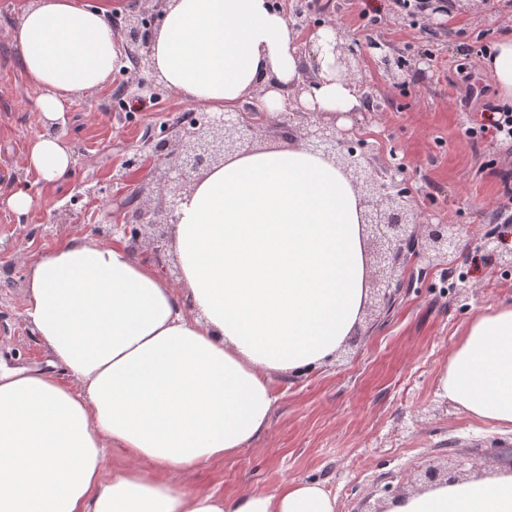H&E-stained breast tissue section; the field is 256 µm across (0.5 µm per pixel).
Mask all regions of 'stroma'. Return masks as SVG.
Listing matches in <instances>:
<instances>
[{"label":"stroma","instance_id":"stroma-1","mask_svg":"<svg viewBox=\"0 0 512 512\" xmlns=\"http://www.w3.org/2000/svg\"><path fill=\"white\" fill-rule=\"evenodd\" d=\"M30 0H0V268L29 266L70 237L93 236L98 224L123 223L134 207V181L114 179L124 156L163 126L200 119L201 106L167 89L132 87L131 71L64 104L72 172L54 184L28 171L23 153L44 128L39 89L28 81L11 34ZM314 0L312 21L332 20L342 41L358 45L374 108L357 113L375 144L372 166L401 164V177L427 224H453L459 260L416 276L390 308H367L345 350L306 374L276 377L269 426L247 448L202 467L192 484L227 497L315 482L336 499V512H376L419 490L424 472L466 480L512 467V431L479 422L436 394V378L468 323L512 303V267L491 259L485 236L512 249V200L502 173L512 149L493 138L473 141L494 86L477 65L478 45L512 33V0H451L452 13L414 15L378 0ZM401 66L386 71L380 50ZM27 186L37 205L26 215L5 205ZM80 197L83 212L68 205ZM25 280L0 288V362L42 366L46 350L24 316Z\"/></svg>","mask_w":512,"mask_h":512}]
</instances>
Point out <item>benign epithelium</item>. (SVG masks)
<instances>
[{"label":"benign epithelium","instance_id":"7a95c632","mask_svg":"<svg viewBox=\"0 0 512 512\" xmlns=\"http://www.w3.org/2000/svg\"><path fill=\"white\" fill-rule=\"evenodd\" d=\"M289 18L296 28L309 30L312 27L308 6L296 0L289 8ZM119 34L126 43L127 53L136 76L152 71L148 42L143 39L140 16L128 15L123 19ZM340 66L355 80L364 101L373 99L371 87L361 77L355 65L356 50L342 46L338 57ZM266 129L279 136L292 135L302 139L311 150L325 156L338 158L344 168L353 171L355 187L363 193L364 226H371L379 233V267L371 276V289L377 292L384 306H391L400 291L413 279H403L398 270L405 267L409 257L422 258L429 268L448 269L459 249L457 233L453 224H422L420 214L413 205L409 190L397 180L401 168L376 169L365 161L372 146L363 139L353 141L354 131L347 129L344 136H336V127L311 119L310 113L292 101L286 111L271 117L246 103L235 112H209L202 120L179 125L173 141L162 146V180L153 184L143 183L136 191L142 202L131 212L125 224H108L102 230L107 240L116 238L127 244L131 251L148 252L159 264H165V226L173 223L174 212L179 201L190 192L191 173L202 166L224 161V153L250 141L254 132ZM150 141L129 153L123 163L125 172L137 170L147 155L144 154ZM164 191L171 198L170 208L161 210L147 199L154 191ZM494 261L502 266H512V250L499 245L498 238L489 237L484 243Z\"/></svg>","mask_w":512,"mask_h":512}]
</instances>
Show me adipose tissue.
<instances>
[{
    "mask_svg": "<svg viewBox=\"0 0 512 512\" xmlns=\"http://www.w3.org/2000/svg\"><path fill=\"white\" fill-rule=\"evenodd\" d=\"M13 40L44 124L102 89L128 58L107 5L31 0ZM310 41L319 70L296 93ZM328 27L302 33L273 0H165L149 36L165 88L213 112L363 109ZM512 100V34L482 58ZM47 184L73 166L64 137L34 136ZM364 204L351 175L302 141L242 148L195 177L175 211L179 286L120 241L74 236L29 267L24 315L49 370L0 372V512H336L315 483L232 499L170 481L233 455L267 428L273 379L333 357L369 298ZM471 418L512 428V304L476 316L436 379ZM129 467L105 477L110 450ZM384 512H512V470L434 482Z\"/></svg>",
    "mask_w": 512,
    "mask_h": 512,
    "instance_id": "ef3b65f1",
    "label": "adipose tissue"
}]
</instances>
